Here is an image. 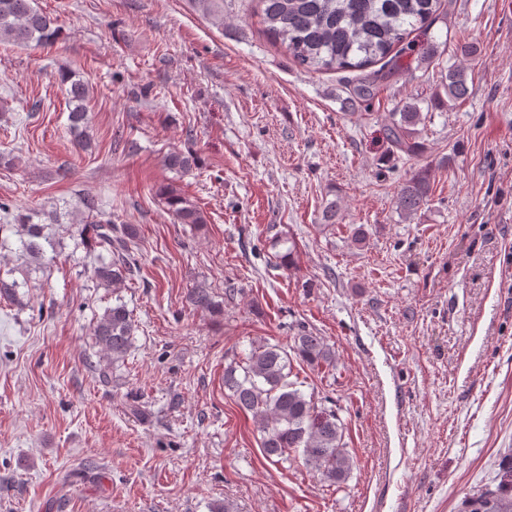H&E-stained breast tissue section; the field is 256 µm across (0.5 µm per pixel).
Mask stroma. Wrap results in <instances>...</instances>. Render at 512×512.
I'll list each match as a JSON object with an SVG mask.
<instances>
[{
  "label": "stroma",
  "instance_id": "35a3bbf8",
  "mask_svg": "<svg viewBox=\"0 0 512 512\" xmlns=\"http://www.w3.org/2000/svg\"><path fill=\"white\" fill-rule=\"evenodd\" d=\"M36 4L60 40L0 41V155L15 159L0 168V277L20 284L0 299V512H457L497 485L512 462V0H444L416 38L446 42L439 61L403 50L355 102L363 71L299 66L254 0H224L220 22L191 0ZM450 67L470 95L431 107ZM62 70L90 87L85 153ZM416 93L425 149L410 159L383 129ZM175 147L196 169L164 167ZM421 167L431 201L407 219L396 195ZM167 184L202 228L177 223ZM330 199L342 222L322 231ZM23 216L54 262L22 253ZM94 220L140 229L141 269L119 289L93 276ZM198 285L220 312L188 303ZM119 300L139 329L103 382L92 328ZM301 322L336 351L330 375L293 364L346 427L356 465L336 486L267 458L224 386L251 341L288 344ZM158 196L168 211L180 224L201 226L206 223L203 211L188 197L172 185L162 186L158 189Z\"/></svg>",
  "mask_w": 512,
  "mask_h": 512
}]
</instances>
